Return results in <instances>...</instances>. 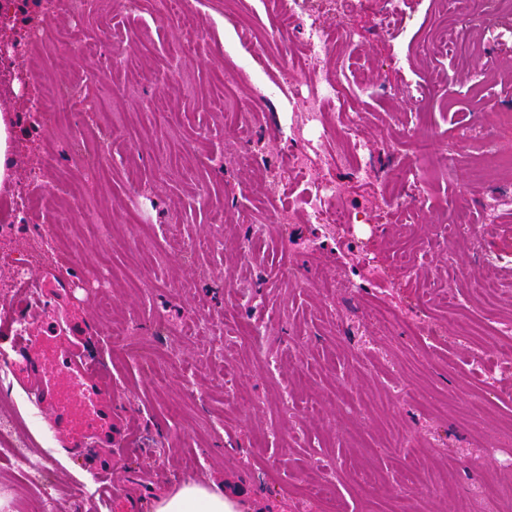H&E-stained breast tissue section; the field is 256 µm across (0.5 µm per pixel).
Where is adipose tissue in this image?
I'll list each match as a JSON object with an SVG mask.
<instances>
[{
	"label": "adipose tissue",
	"instance_id": "adipose-tissue-1",
	"mask_svg": "<svg viewBox=\"0 0 512 512\" xmlns=\"http://www.w3.org/2000/svg\"><path fill=\"white\" fill-rule=\"evenodd\" d=\"M153 512H255L254 505L213 483L185 482L156 500Z\"/></svg>",
	"mask_w": 512,
	"mask_h": 512
}]
</instances>
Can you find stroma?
I'll list each match as a JSON object with an SVG mask.
<instances>
[{"label":"stroma","instance_id":"obj_1","mask_svg":"<svg viewBox=\"0 0 512 512\" xmlns=\"http://www.w3.org/2000/svg\"><path fill=\"white\" fill-rule=\"evenodd\" d=\"M0 36L16 39L15 56L0 60L17 90L0 87V110L16 121L13 180L0 199L28 191L44 157L52 165L35 192L26 222L0 214V306L19 297L11 260L34 247L46 226L65 224L67 255L51 265L31 259L28 278L48 271L66 277L63 311L87 323L85 353L104 369L115 413L131 422L127 439L71 455L56 441L19 385L0 386V415L16 421L15 437L54 466L26 481L0 447V512H31L52 494L62 512H89L96 474L152 512L154 499L187 481L215 482L256 496L263 512H455L456 497L474 498V512H500L477 496L483 478L506 471L512 435V370L501 336L459 335L458 321L484 322L489 309L512 311V209L487 217L490 186L472 181L465 160L483 152L479 131L512 153V14H494L488 30L452 28L470 42L465 59L443 52L422 62L416 40L446 26L436 0H408L406 23L381 27L372 9L336 12L332 0H304L295 27L262 53L242 40L250 26L273 29L288 0H194L193 17H156L152 0H90L81 19L46 13L41 0H12ZM328 38L348 27L354 41L330 49L322 75L338 80L343 108L359 113L358 137L370 162L365 181L346 163L325 169L322 129L296 131L297 96L313 88L304 67L310 28ZM66 40L94 45L75 59ZM194 42L181 71L175 47ZM128 66L106 76L113 54ZM229 74L239 104L224 114L215 79ZM79 82V95L104 99L100 116L73 106L64 124L33 122L26 97ZM434 94L418 106L410 95ZM158 109L144 111V100ZM164 112L179 115L168 132ZM112 143V170L93 185L101 223L75 222L64 202L79 178L73 159ZM436 153L460 156L454 172L429 176L418 209L403 214L382 203L379 189L400 181L420 140ZM309 155L310 177L343 182L346 228L304 222V184L288 158ZM401 182V181H400ZM467 205L478 244L456 243V210ZM292 206L289 220L277 211ZM150 226L160 256L158 277L129 288ZM188 243L172 250L170 239ZM358 282L357 291L342 289ZM502 282L493 303L479 291ZM380 304L396 322H373ZM129 325V349L114 328ZM222 354H213L216 337ZM422 469L456 479V494L413 487Z\"/></svg>","mask_w":512,"mask_h":512}]
</instances>
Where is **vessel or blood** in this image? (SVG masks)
<instances>
[{"mask_svg":"<svg viewBox=\"0 0 512 512\" xmlns=\"http://www.w3.org/2000/svg\"><path fill=\"white\" fill-rule=\"evenodd\" d=\"M35 324L36 332L19 333L18 322ZM80 323L60 324L47 304L27 307L18 302L8 326L0 328V363L13 368L38 409L53 413L52 427L67 448L80 452L90 440H111L119 426L112 411V389L86 361ZM91 496L106 497L111 512H139L132 496L94 488Z\"/></svg>","mask_w":512,"mask_h":512,"instance_id":"vessel-or-blood-1","label":"vessel or blood"}]
</instances>
